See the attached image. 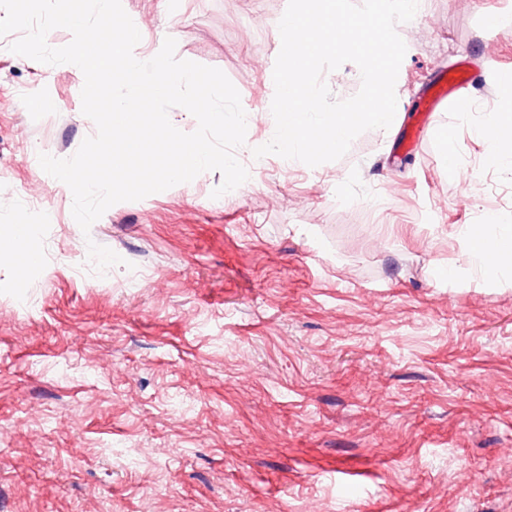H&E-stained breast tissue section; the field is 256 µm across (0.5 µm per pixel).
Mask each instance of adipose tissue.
<instances>
[{"mask_svg":"<svg viewBox=\"0 0 512 512\" xmlns=\"http://www.w3.org/2000/svg\"><path fill=\"white\" fill-rule=\"evenodd\" d=\"M477 137L496 145L491 160L504 170L512 169V113H494L479 125ZM466 244L464 268L496 280L512 274V215L492 217L484 224H465L458 229Z\"/></svg>","mask_w":512,"mask_h":512,"instance_id":"ef3b65f1","label":"adipose tissue"}]
</instances>
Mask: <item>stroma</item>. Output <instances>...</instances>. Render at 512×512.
<instances>
[{"instance_id": "35a3bbf8", "label": "stroma", "mask_w": 512, "mask_h": 512, "mask_svg": "<svg viewBox=\"0 0 512 512\" xmlns=\"http://www.w3.org/2000/svg\"><path fill=\"white\" fill-rule=\"evenodd\" d=\"M288 0H122L149 55L220 69L269 107ZM392 128L315 167L260 158L221 205L207 171L111 206L82 232L32 152L71 157L95 123L82 71L0 37V225L26 223V277L0 262V512H512V278L462 271L457 230L512 212L483 115L512 108V0H428ZM477 65L467 112L399 141L430 78ZM122 262L97 274L88 242ZM460 268L456 277L447 270ZM142 271L121 287L129 269Z\"/></svg>"}]
</instances>
